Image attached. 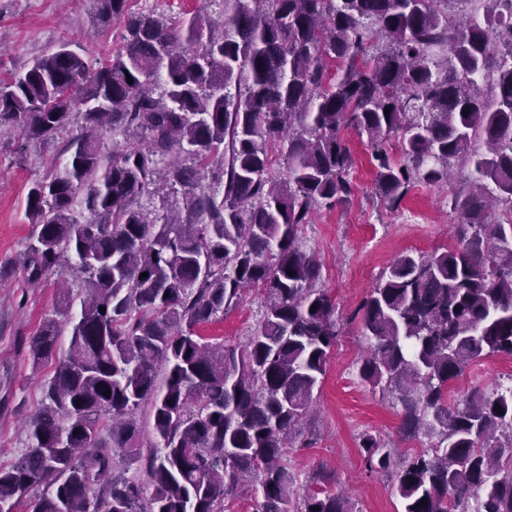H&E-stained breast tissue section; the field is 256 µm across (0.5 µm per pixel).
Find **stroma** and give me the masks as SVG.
I'll return each instance as SVG.
<instances>
[{"mask_svg": "<svg viewBox=\"0 0 512 512\" xmlns=\"http://www.w3.org/2000/svg\"><path fill=\"white\" fill-rule=\"evenodd\" d=\"M89 0H0V81H9L49 47L68 43L90 59L103 61L122 46L123 20L105 27L89 21ZM131 13L187 18L193 13L217 15L216 0H128ZM346 139L354 157L351 201L315 215L304 225L299 242L321 266V282L336 305L340 334L327 373L314 393L307 422L315 432L311 447L295 443L288 465L299 493L323 488L347 494L358 512H401L390 478L368 472L359 449L361 435L371 433L411 453L428 446L424 437L401 441L400 406L370 390L359 374L367 343L353 315L374 288L379 275L403 254H427L455 243L459 216L451 211L449 189L425 184L413 187L399 210H388L375 191V169L367 140L355 131ZM54 151L26 139L19 128L0 131V466L16 461L26 445V421L37 412L41 386L53 365L33 366L29 344L46 320L57 318L62 277L54 273L30 287L22 266L23 251L33 233L24 216L30 183L47 170ZM263 295L248 290L222 319L200 326L213 341H243L261 316ZM512 384V359L492 355L470 366L454 382V396L495 385ZM330 482L316 481L317 473Z\"/></svg>", "mask_w": 512, "mask_h": 512, "instance_id": "35a3bbf8", "label": "stroma"}]
</instances>
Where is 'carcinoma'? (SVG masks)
I'll list each match as a JSON object with an SVG mask.
<instances>
[{"instance_id":"cac0c4a2","label":"carcinoma","mask_w":512,"mask_h":512,"mask_svg":"<svg viewBox=\"0 0 512 512\" xmlns=\"http://www.w3.org/2000/svg\"><path fill=\"white\" fill-rule=\"evenodd\" d=\"M91 2L97 22L125 20L112 58L61 44L0 82L1 128L64 141L26 194L27 281L68 268L77 296L58 309L80 301L31 341L34 365L58 363L0 467V512L31 497L33 512H224L249 483L257 512H358L298 494L288 468L338 336L299 231L354 194L349 130L392 211L416 184L467 182L457 245L398 257L357 310L362 380L396 395L404 438L437 442L401 455L365 433L364 463L402 512H512V386L448 402L467 367L512 357V0L475 16L451 0H222L174 23ZM253 288L245 341L198 334Z\"/></svg>"}]
</instances>
